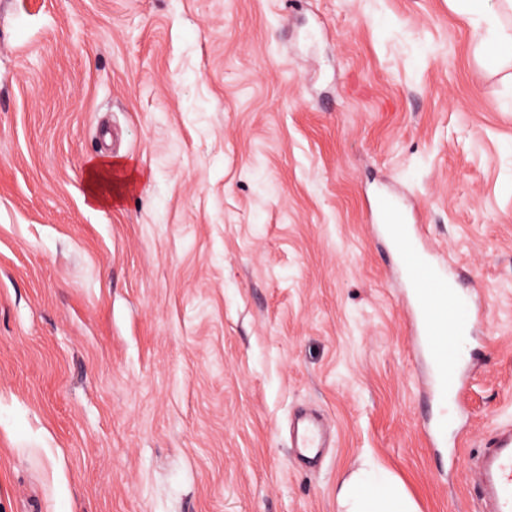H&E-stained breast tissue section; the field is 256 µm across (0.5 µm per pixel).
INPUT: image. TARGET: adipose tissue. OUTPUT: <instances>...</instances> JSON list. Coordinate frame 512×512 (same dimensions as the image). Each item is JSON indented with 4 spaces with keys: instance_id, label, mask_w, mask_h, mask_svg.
I'll return each instance as SVG.
<instances>
[{
    "instance_id": "adipose-tissue-1",
    "label": "adipose tissue",
    "mask_w": 512,
    "mask_h": 512,
    "mask_svg": "<svg viewBox=\"0 0 512 512\" xmlns=\"http://www.w3.org/2000/svg\"><path fill=\"white\" fill-rule=\"evenodd\" d=\"M483 31L479 55L512 59V25L488 8L486 0H458ZM338 512H421L403 481L392 471L373 461H363L340 484Z\"/></svg>"
}]
</instances>
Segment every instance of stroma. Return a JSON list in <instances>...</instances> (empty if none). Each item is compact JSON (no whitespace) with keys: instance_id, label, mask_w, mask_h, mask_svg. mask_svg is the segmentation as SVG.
I'll use <instances>...</instances> for the list:
<instances>
[{"instance_id":"35a3bbf8","label":"stroma","mask_w":512,"mask_h":512,"mask_svg":"<svg viewBox=\"0 0 512 512\" xmlns=\"http://www.w3.org/2000/svg\"><path fill=\"white\" fill-rule=\"evenodd\" d=\"M450 0H0V512H488L512 424V68ZM109 157L140 179L85 201ZM391 188L475 301L430 447ZM302 407L332 426L292 456ZM512 429L502 433L482 460L486 493L495 512L512 511ZM337 512H421L403 481L376 462L365 460L340 484Z\"/></svg>"}]
</instances>
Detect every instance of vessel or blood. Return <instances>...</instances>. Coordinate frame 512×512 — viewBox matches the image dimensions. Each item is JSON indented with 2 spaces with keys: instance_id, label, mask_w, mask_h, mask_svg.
I'll return each mask as SVG.
<instances>
[{
  "instance_id": "1",
  "label": "vessel or blood",
  "mask_w": 512,
  "mask_h": 512,
  "mask_svg": "<svg viewBox=\"0 0 512 512\" xmlns=\"http://www.w3.org/2000/svg\"><path fill=\"white\" fill-rule=\"evenodd\" d=\"M370 219L389 233L406 275L411 334L427 362V394L443 407L428 424L427 436L433 446H441L462 410L467 365L460 340L472 331L473 307L456 292L455 279L435 263L421 225L411 223L400 195L379 192ZM290 440L303 458H315L326 445L323 420L313 414L299 415L292 423ZM482 475L494 512H512V430L502 433L484 455Z\"/></svg>"
}]
</instances>
